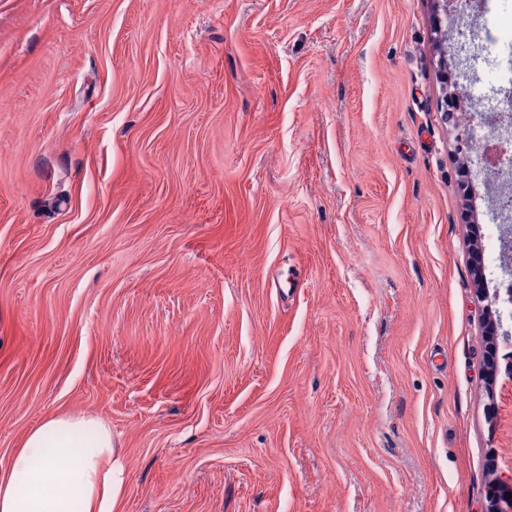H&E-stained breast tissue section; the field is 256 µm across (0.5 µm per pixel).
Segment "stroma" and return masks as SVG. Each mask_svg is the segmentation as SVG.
<instances>
[{
  "label": "stroma",
  "instance_id": "obj_1",
  "mask_svg": "<svg viewBox=\"0 0 512 512\" xmlns=\"http://www.w3.org/2000/svg\"><path fill=\"white\" fill-rule=\"evenodd\" d=\"M432 0H0V474L112 430L116 512H484L512 473ZM459 109L446 119V83Z\"/></svg>",
  "mask_w": 512,
  "mask_h": 512
}]
</instances>
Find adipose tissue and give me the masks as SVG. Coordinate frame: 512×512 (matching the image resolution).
I'll use <instances>...</instances> for the list:
<instances>
[{
	"mask_svg": "<svg viewBox=\"0 0 512 512\" xmlns=\"http://www.w3.org/2000/svg\"><path fill=\"white\" fill-rule=\"evenodd\" d=\"M113 454L103 421L46 417L0 476V512H115L123 478Z\"/></svg>",
	"mask_w": 512,
	"mask_h": 512,
	"instance_id": "obj_1",
	"label": "adipose tissue"
}]
</instances>
